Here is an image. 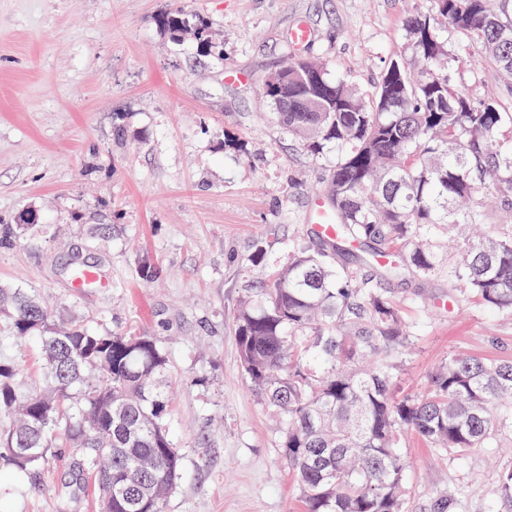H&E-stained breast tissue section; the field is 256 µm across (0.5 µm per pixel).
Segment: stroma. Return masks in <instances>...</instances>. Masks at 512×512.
Masks as SVG:
<instances>
[{
    "label": "stroma",
    "mask_w": 512,
    "mask_h": 512,
    "mask_svg": "<svg viewBox=\"0 0 512 512\" xmlns=\"http://www.w3.org/2000/svg\"><path fill=\"white\" fill-rule=\"evenodd\" d=\"M207 17L219 57L192 36L174 41L160 15ZM431 0H0V225L25 209L43 224L32 241L0 248V285L35 289L61 322L152 336L168 365V427L182 470L164 512H302L276 448L282 416L266 408L242 369L233 317L303 236L313 197L339 156L313 155L262 97L289 59L316 57L369 98L390 58L407 52L408 18ZM298 24L314 34L293 48ZM448 80L476 98L512 103V89L467 41L445 29ZM245 81L227 79V72ZM244 144L238 153L225 137ZM112 225L109 234L95 232ZM106 288H77L73 263ZM159 266L142 281V264ZM417 337L395 381L421 393L449 354L512 359V318L458 302L447 274L381 280ZM0 359L19 384L40 374L41 353L0 333ZM405 512H427L453 492L455 512H494L497 465L512 459V429L453 459L405 436ZM63 458L39 484L0 463V512H97L92 493L61 490Z\"/></svg>",
    "instance_id": "35a3bbf8"
}]
</instances>
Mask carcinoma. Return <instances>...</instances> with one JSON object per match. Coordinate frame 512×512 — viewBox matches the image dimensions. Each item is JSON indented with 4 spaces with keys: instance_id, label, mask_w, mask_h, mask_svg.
<instances>
[{
    "instance_id": "1",
    "label": "carcinoma",
    "mask_w": 512,
    "mask_h": 512,
    "mask_svg": "<svg viewBox=\"0 0 512 512\" xmlns=\"http://www.w3.org/2000/svg\"><path fill=\"white\" fill-rule=\"evenodd\" d=\"M432 2L430 14L408 21L412 59H391L372 104L308 59L283 66L277 87L264 86L274 115L308 152L344 150L325 186L335 234L295 253L259 293L245 291L234 320L251 388L285 420L277 448L304 512H405L404 434L461 454L512 428V360L454 353L423 393L392 394L414 326L378 287L376 258L399 249L405 262L387 273L432 274L441 258L423 229L448 223V206L462 203L463 223L485 224L492 210L480 192L512 212V153L497 145L512 116L448 83L442 39L446 24L511 78L512 0ZM158 24L177 42L192 35L198 55L215 54L206 17L175 10ZM40 231L37 213L26 211L0 227V247ZM348 242L371 248L351 268L338 263ZM448 280L512 316V221L459 247ZM0 321L13 338L40 345L43 374L40 390L22 393L18 366L0 361V413L11 417L0 457L31 475L52 449L70 448L64 488L92 483L101 512H162L181 457L154 387L167 366L156 341L57 322L27 288H0ZM497 495L512 512V463L499 469Z\"/></svg>"
}]
</instances>
